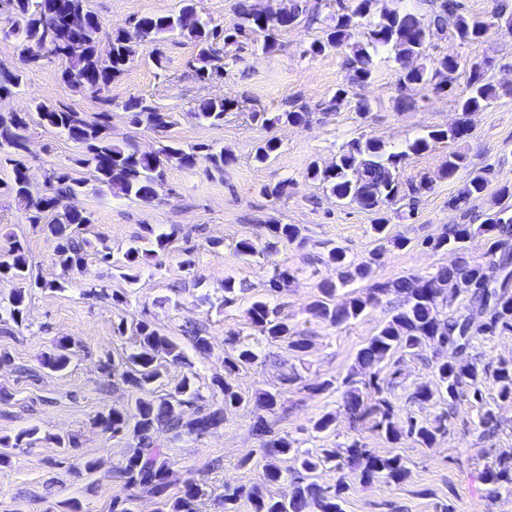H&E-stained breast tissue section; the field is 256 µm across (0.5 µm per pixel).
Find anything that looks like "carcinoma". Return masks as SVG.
Wrapping results in <instances>:
<instances>
[{
  "label": "carcinoma",
  "mask_w": 512,
  "mask_h": 512,
  "mask_svg": "<svg viewBox=\"0 0 512 512\" xmlns=\"http://www.w3.org/2000/svg\"><path fill=\"white\" fill-rule=\"evenodd\" d=\"M380 0H336V14L330 17L325 38L310 44L308 53L321 55L328 50L347 48L350 51L351 73L349 85H364L373 77V58L381 49L394 54V60L417 59L431 43L435 30H443L448 18H453V36L460 44L471 49L480 48L494 27L512 31V0H496L495 11L488 19L473 17L465 12L463 0H439L438 10L430 19L399 8H378ZM7 9L16 18L13 39L19 48L22 66L10 69L0 64V97L10 96L24 85L25 69L37 67L45 59L59 58L67 63L63 71L65 82L76 92L85 93L99 101L103 111L90 118L82 112L68 108L50 107L35 98L26 112L0 113V162L12 166L13 178L0 182V195H8L23 206L26 220L41 228L52 242L54 255L63 275L78 270L83 265L84 253L90 242L80 236V226L91 223V213L82 209L62 207V203L81 193L85 180L71 170H52L48 173L44 190L38 191L29 182L27 169L21 160L27 151L25 132L28 117L36 112L43 123L59 130L81 146L82 154L77 163L91 171L95 181L113 194L127 198L150 201L155 186L162 177L163 162H174L186 169H193L200 160L211 168L224 171V166L234 162L232 154L211 145L183 147L171 141L155 155L141 152L129 142H115L108 132L112 98L107 96L112 81L122 75L134 46L141 42H158L167 34H176L192 41L197 47L192 68L197 78L209 80L224 76V53L221 48L234 46L242 49L250 42L261 40V50H277L279 34L298 23L300 6L273 10L259 8L240 0L238 22L226 28L203 18L197 9V0H182L178 15H143L135 19L130 30H120L111 36L112 46L107 55L99 51L102 24L89 9L88 0H0V9ZM489 67L479 55L450 59L438 55L429 62L398 72L397 87L402 95L396 99V108L404 110L410 99L404 92L416 87L436 93L454 90L460 76H467L466 91L456 95L457 109L463 114L485 109L498 95V88L488 77ZM234 106L226 98L201 102L194 112L195 118L214 128L224 124V115ZM124 111L132 114L136 125L149 129L168 125L167 115L144 98L133 97L124 104ZM253 121L265 128L279 124H303L308 113L253 112ZM470 135L465 122L454 128L432 129L408 142L404 150H389L377 138L358 137L342 145L334 161L326 167L315 163L308 168L307 178L318 181L333 196L346 204H356L379 214L373 229L381 234L389 219V207L407 196L420 197L433 188V179L423 175L417 181L402 183L399 179L401 164L411 154L428 151L440 141L458 142ZM466 157L458 152L448 155L440 171L443 178H453L464 166ZM488 185L487 172L473 173L458 192L455 202L466 203L477 199ZM271 236L279 242L291 243L300 235L295 224H275ZM478 232L492 240L489 253L493 259L488 265L467 261L456 268L442 267L433 275H410L390 281H374L362 292H353L347 298H336L338 289L355 280L371 278V265H354L347 261L341 249L329 253L326 265L334 275L324 278L318 285L319 296L309 306L317 317L334 327L347 324L363 316L366 311L392 293L403 296L401 306L394 308L377 332L360 349L356 367L345 379L349 386L344 392L343 407L353 425L367 421L371 429L396 442L403 435L416 438L431 447L437 435L446 428L448 415L442 414L431 425L417 423L413 418L402 422L392 402L381 396L378 373L383 361L402 352H414L427 345L463 353L477 333L495 334L512 330V209L505 207L490 215ZM472 235L469 224H455L448 231L427 241L434 251L452 248L460 250ZM169 235L154 234L153 228L143 227L125 253L121 277L129 284L137 282L133 270L166 250ZM274 244L260 246L251 238L237 242L236 250L244 257L269 255ZM0 279L20 284L10 294L0 299V323H19L26 307L28 293L34 289L62 290L57 280L47 281L29 262L24 247L17 239L9 249L0 252ZM466 293L469 303L483 309L486 321L473 326L467 318L441 317L440 305L448 303V296ZM249 323L268 342H282L295 353L308 348L307 340L296 334L278 311L264 301L254 302L247 310ZM131 351L125 353L126 370L122 381L132 394L131 405L120 411L111 409L98 414L94 424L114 435L130 436L137 441L133 452L112 468V478L123 482L132 493L124 498L112 499V512H134L136 493L153 496L158 504L156 512H198L197 500L202 489L193 479L185 481L183 490L170 495V460L166 449L158 443L160 433L176 440L184 435L201 437L224 423V413L239 408L245 400L235 389L231 377L240 368L255 362L256 354L249 345L233 348L224 357V378L213 382V403L203 409V400L195 377H184L172 390L158 397L153 396V386L161 379L162 363L185 362L180 347L159 328L149 322L138 323ZM72 354L71 343L62 338L52 351L43 355L41 364L52 370L66 368ZM435 374L439 387L426 384L417 386L413 399L427 403L444 391L451 401L468 394L481 398L486 369L476 361L436 362ZM499 384V397L512 401V363H501L494 372ZM270 462L263 468V479L276 482L282 471L277 462L289 457L306 473L308 481L298 480L289 498L267 497L260 492L249 495L253 512H342V488L325 491L311 481V474L324 462L346 454L357 464L360 477L370 481L384 477L400 481L407 477L408 468L403 458L379 456L354 441L347 448H317L300 450L295 441L286 437L272 438L263 444ZM489 480L512 484V452L500 453L487 471Z\"/></svg>",
  "instance_id": "obj_1"
}]
</instances>
